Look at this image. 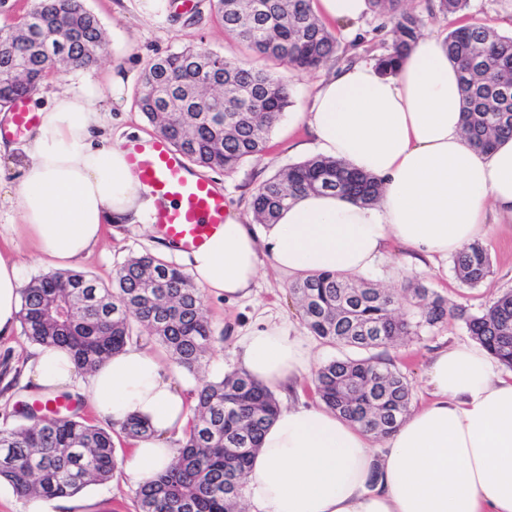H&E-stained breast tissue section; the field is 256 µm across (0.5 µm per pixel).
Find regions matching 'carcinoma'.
<instances>
[{
	"label": "carcinoma",
	"mask_w": 512,
	"mask_h": 512,
	"mask_svg": "<svg viewBox=\"0 0 512 512\" xmlns=\"http://www.w3.org/2000/svg\"><path fill=\"white\" fill-rule=\"evenodd\" d=\"M388 39L376 59L385 73L421 36L422 19L405 0H368ZM224 32L258 56L298 73L327 65L336 38L314 14L311 0H214ZM106 46L98 17L84 0H40L35 15L0 28V107L30 94L51 68L63 72L97 62ZM463 90V132L489 149L512 136V35L471 24L445 38ZM134 106L169 145L202 167L236 170L266 148L270 132L292 104L286 79L202 44L150 61ZM340 194L354 202L377 199L370 174L322 156L288 166L254 188L250 207L259 224H272L296 196ZM460 283L475 288L491 273L487 250L472 243L453 256ZM290 294L310 333L360 356L320 367L315 391L325 408L384 438L410 410L411 382L379 350L418 336L450 317L462 320L478 343L512 369V290L479 315L450 308L420 283L402 291L365 279L316 273L292 284ZM19 322L38 346L67 350L81 374L119 354L134 338L154 337L185 373L197 375L215 340L202 296L189 274L144 253L121 263L112 284L84 273L41 275L21 290ZM193 418L177 459L135 490L136 512H243V490L252 454L279 410L275 394L242 371L199 381ZM18 411L32 424L0 428V482L23 499L69 498L119 470L112 435L150 433L132 416L120 426L87 423L78 412Z\"/></svg>",
	"instance_id": "1"
}]
</instances>
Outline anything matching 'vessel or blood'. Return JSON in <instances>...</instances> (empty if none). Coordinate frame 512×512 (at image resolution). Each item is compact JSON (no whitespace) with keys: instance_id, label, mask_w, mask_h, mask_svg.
Listing matches in <instances>:
<instances>
[{"instance_id":"vessel-or-blood-1","label":"vessel or blood","mask_w":512,"mask_h":512,"mask_svg":"<svg viewBox=\"0 0 512 512\" xmlns=\"http://www.w3.org/2000/svg\"><path fill=\"white\" fill-rule=\"evenodd\" d=\"M10 109L15 119L13 126L0 128L5 137L21 135L34 120L24 99H16ZM128 162L132 175L159 197L150 223L178 250L199 248L223 226L227 214L223 192L205 179L190 178L183 159L164 139L130 144Z\"/></svg>"}]
</instances>
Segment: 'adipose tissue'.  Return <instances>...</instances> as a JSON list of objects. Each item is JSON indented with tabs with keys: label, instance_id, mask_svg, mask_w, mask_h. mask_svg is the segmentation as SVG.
Wrapping results in <instances>:
<instances>
[{
	"label": "adipose tissue",
	"instance_id": "adipose-tissue-1",
	"mask_svg": "<svg viewBox=\"0 0 512 512\" xmlns=\"http://www.w3.org/2000/svg\"><path fill=\"white\" fill-rule=\"evenodd\" d=\"M123 88L115 75L51 94L20 146L18 184L0 199L56 267L90 253L105 225L140 222L155 207L122 143L93 138L102 122L95 100L120 98ZM301 118L325 157L377 178L378 201L309 193L263 236L228 215L186 257L200 287L229 301L248 298L267 263L291 279L358 277L391 244L432 261L486 237L489 212L512 220V138L490 151L464 139L457 67L441 35L422 36L387 75L372 61L343 65L320 82ZM23 285L16 258L0 254V334L19 321ZM238 363L283 395L311 373L305 338L272 323L240 335ZM427 376L431 400L378 452L371 433L332 411L281 406L246 480L249 512H512V374L473 342L437 350ZM32 379L48 399L73 387L89 392L113 423L146 418L153 434L135 440L125 461L139 482L177 458L188 403L144 348L127 345L82 376L65 351L43 346Z\"/></svg>",
	"mask_w": 512,
	"mask_h": 512
}]
</instances>
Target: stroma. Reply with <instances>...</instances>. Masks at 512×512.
Listing matches in <instances>:
<instances>
[{
  "label": "stroma",
  "instance_id": "stroma-1",
  "mask_svg": "<svg viewBox=\"0 0 512 512\" xmlns=\"http://www.w3.org/2000/svg\"><path fill=\"white\" fill-rule=\"evenodd\" d=\"M195 2V7L188 11L175 8L171 0H86L87 8L100 19L105 29V51L99 62L90 68L49 73L38 87L37 96L49 92L76 93L87 82L106 81L112 71L128 72L131 79L120 99L108 96L96 104L103 117L100 136L113 140L130 137L137 131L145 138H155V129L133 105L138 77L149 61L201 42L225 55L249 58L242 46L225 36L224 25L212 10V0ZM433 2L407 0L408 7L421 17L424 33L448 31L456 24L482 23L501 34H512V0H469L467 8L451 21L431 13ZM376 24L369 12L355 21L331 24L330 30L338 41L340 63L372 60L383 53V37L375 33ZM327 73V68L322 67L300 76L289 75L293 105L273 128L266 150L244 162L235 172L207 171V178L222 186L229 209L250 215L249 197L253 185L288 165L316 155L314 140L300 114L307 109L315 86ZM19 224L17 214L6 207L0 209V250L13 252L20 258L24 277L29 280L49 272L50 264L21 231ZM482 244L491 258V274L474 288L458 281L448 259L414 269L410 276H403L398 266L401 251L394 245L367 278L395 290L413 278L447 299L449 304L465 306L471 313L478 314L499 295L512 290V237L494 231L483 238ZM146 251L176 266L185 264L181 255L164 247L156 235L155 225L109 224L100 244L88 256L74 261L71 269L108 284L117 265ZM290 284V279L268 266L249 298L230 302L203 292L205 313L216 336L206 378H219L235 370L237 336L265 321L280 324L291 335L306 337L315 365L350 356V349L325 344L308 334L298 307L289 296ZM469 339L464 323L451 319L431 332L388 348V357L411 381L413 406L422 405L428 398L425 369L430 354L439 347ZM34 351V345L25 338L21 327L0 335V361L8 360L10 366L7 375H0V427L21 424V417L14 413L15 406L37 400L29 386L30 360ZM136 488V481L122 469L110 482L89 486L70 498L48 502L47 507L49 512H135Z\"/></svg>",
  "mask_w": 512,
  "mask_h": 512
}]
</instances>
